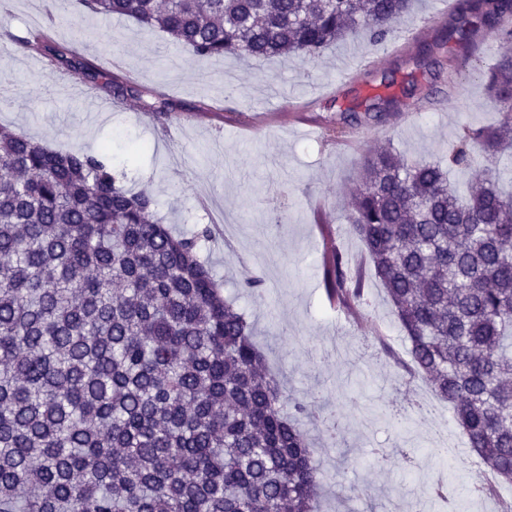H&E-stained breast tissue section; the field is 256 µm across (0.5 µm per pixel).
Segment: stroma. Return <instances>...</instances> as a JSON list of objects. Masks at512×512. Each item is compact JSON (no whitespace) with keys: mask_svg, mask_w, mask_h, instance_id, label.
<instances>
[{"mask_svg":"<svg viewBox=\"0 0 512 512\" xmlns=\"http://www.w3.org/2000/svg\"><path fill=\"white\" fill-rule=\"evenodd\" d=\"M448 16L433 0H414L385 44L351 37L302 61H246L233 55L192 59L183 47L133 19L106 17L78 0H0V126L50 149L82 151L111 167L125 189L146 192L175 233L207 230L202 253L254 328L253 340L285 394L318 401L342 417L341 441L322 423L301 421L327 478L317 512H505L512 483L473 486L488 472L468 447L452 408L427 381L409 375L410 344L384 288L370 274L360 241L348 230L362 151L392 147L419 161L440 155L463 124L494 122L484 74L507 50L485 38L487 53L459 57L455 89L435 106L390 113L383 123L342 133L328 126L343 108L375 95H400L423 80L413 57L439 37ZM39 30L53 41L91 39L88 60L140 88L142 99L113 101L90 113L82 83L56 71L18 39ZM372 63L353 81L341 70ZM395 83L384 87L383 74ZM164 94L170 112L143 111ZM340 250L365 276V302L351 319L328 301L323 264ZM258 274L260 297L238 283ZM390 449L388 462L373 451ZM446 487L434 494L436 481Z\"/></svg>","mask_w":512,"mask_h":512,"instance_id":"stroma-1","label":"stroma"}]
</instances>
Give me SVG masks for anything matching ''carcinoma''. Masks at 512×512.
I'll use <instances>...</instances> for the list:
<instances>
[{
    "instance_id": "carcinoma-1",
    "label": "carcinoma",
    "mask_w": 512,
    "mask_h": 512,
    "mask_svg": "<svg viewBox=\"0 0 512 512\" xmlns=\"http://www.w3.org/2000/svg\"><path fill=\"white\" fill-rule=\"evenodd\" d=\"M413 0H80L158 28L200 59L309 57L384 42ZM512 0H457L446 40H512ZM116 98H142L40 31L16 40ZM426 83L377 95L338 124L379 122L431 96L452 59L419 52ZM500 114L465 124L448 158L363 157L350 229L410 343L412 370L451 405L469 447L512 481V55L487 74ZM154 200L93 155L0 127V512H312L325 480L297 417L315 410L266 372L253 329ZM328 291L362 304L332 252Z\"/></svg>"
}]
</instances>
